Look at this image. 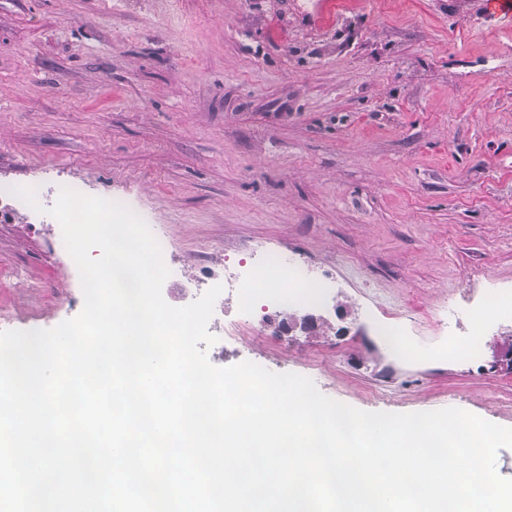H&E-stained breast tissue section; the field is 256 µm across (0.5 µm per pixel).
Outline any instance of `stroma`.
Listing matches in <instances>:
<instances>
[{
    "mask_svg": "<svg viewBox=\"0 0 512 512\" xmlns=\"http://www.w3.org/2000/svg\"><path fill=\"white\" fill-rule=\"evenodd\" d=\"M39 180L40 211L0 221V331L82 310L48 213L81 183L166 240L170 305L258 244L335 280L281 336L224 334L215 366L512 427V323L475 328L464 297L512 290V18L482 0H0V181Z\"/></svg>",
    "mask_w": 512,
    "mask_h": 512,
    "instance_id": "obj_1",
    "label": "stroma"
}]
</instances>
